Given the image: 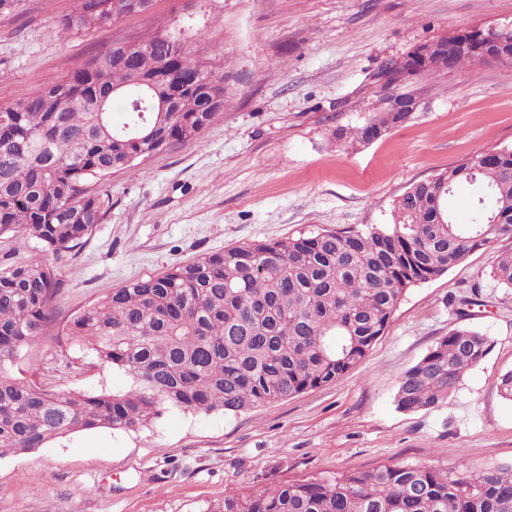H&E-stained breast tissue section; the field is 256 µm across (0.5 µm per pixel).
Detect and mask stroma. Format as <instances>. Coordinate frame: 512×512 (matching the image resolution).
<instances>
[{
    "mask_svg": "<svg viewBox=\"0 0 512 512\" xmlns=\"http://www.w3.org/2000/svg\"><path fill=\"white\" fill-rule=\"evenodd\" d=\"M77 0H24L0 13V104L64 78L102 46L181 16L156 0L146 16L75 34L56 29ZM197 47L224 60L226 108L194 140L105 181L107 212L62 255L24 236L0 238V268L53 266L58 326L105 291L202 254L322 228L392 221L414 182L470 156L512 147V64L487 63L403 81L422 97L405 124L350 148L382 95L378 73L458 29L512 24V0H198ZM503 237L406 292L363 360L333 384L238 414L168 410L136 432L95 428L0 457V512H198L225 494L307 477L420 463L455 469L512 463V289L490 272ZM492 345L448 399L404 412V373L455 326ZM14 374L51 389L121 392L130 378L85 348L44 341Z\"/></svg>",
    "mask_w": 512,
    "mask_h": 512,
    "instance_id": "obj_1",
    "label": "stroma"
}]
</instances>
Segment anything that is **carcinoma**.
Segmentation results:
<instances>
[{
	"label": "carcinoma",
	"mask_w": 512,
	"mask_h": 512,
	"mask_svg": "<svg viewBox=\"0 0 512 512\" xmlns=\"http://www.w3.org/2000/svg\"><path fill=\"white\" fill-rule=\"evenodd\" d=\"M95 2L78 0L56 26L107 24ZM128 51L131 72L98 52L37 94L0 105V237L24 234L57 255L76 248L104 217L105 177L146 155L137 131L169 147L213 122L201 94L183 93L178 112H137L112 92L133 72L156 77L169 42L157 32ZM187 75L203 85L224 77V64L184 40L162 82L177 90ZM411 116L377 111L360 127L336 128V139L362 144L369 129ZM490 156L493 167L479 173L468 172L483 164L477 156L414 183L394 200L391 224L256 241L106 291L69 321L65 338L130 376L119 393L50 390L11 374L22 350L56 335L59 287L47 264L0 269V454L85 429L136 431L169 409L237 414L336 382L385 332L409 288L512 235V148ZM465 190L476 199L459 224L445 202ZM491 277L512 288V251L496 256ZM490 347L478 329L449 330L401 378L397 408L438 406ZM459 467L458 476L406 464L291 481L228 494L200 512H512V465Z\"/></svg>",
	"instance_id": "1"
}]
</instances>
